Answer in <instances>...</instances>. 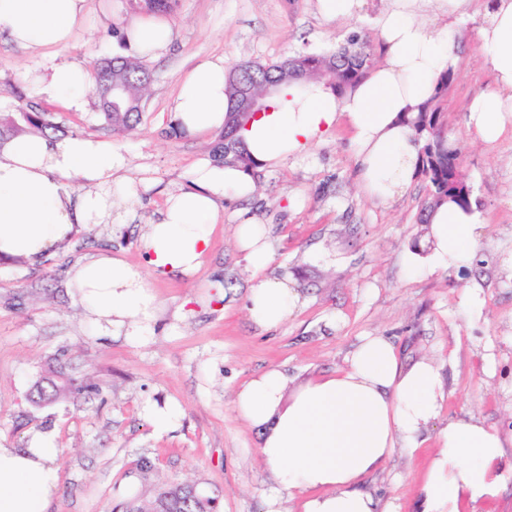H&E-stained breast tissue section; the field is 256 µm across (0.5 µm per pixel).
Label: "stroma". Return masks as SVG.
<instances>
[{
	"label": "stroma",
	"mask_w": 512,
	"mask_h": 512,
	"mask_svg": "<svg viewBox=\"0 0 512 512\" xmlns=\"http://www.w3.org/2000/svg\"><path fill=\"white\" fill-rule=\"evenodd\" d=\"M385 0H365L358 18L324 20L317 0H179L168 17L177 32L169 51L146 59L153 81L137 127L118 135L98 115L94 95L82 111L37 94L30 79L50 63L125 56L111 27L142 20L126 0H89L87 19L66 48L40 55L0 37V113H51L64 136L104 142L126 160L115 196L134 199L108 224L77 229L40 263L0 261V446L26 447L48 433L59 450L60 482L46 512H122L166 484L189 482L217 500V512H268L275 483L262 464L260 428L235 411L237 390L277 367L291 386L344 367L359 337L381 335L410 363L444 365L446 398L438 426L475 415L512 438V137L487 146L466 127V106L490 85L481 52V12L456 24L457 78L445 106L449 139L481 200L483 237L471 267L413 274L430 261L428 225L419 223L422 176L394 204L362 196L354 181L349 133L338 126L310 156L260 168L254 196L219 207L212 246L190 277L149 275L159 307L141 341L101 332L81 306L72 270L110 255L145 268L139 238L168 194L188 189L211 162L214 134H173L180 78L216 57L271 63L297 50L359 35L379 45L375 19ZM265 224L275 250L271 275L288 276L301 303L288 321L264 330L246 311L260 274L235 244L237 208ZM99 391L35 407L27 393L54 363ZM180 407L176 427L156 432L149 404ZM436 434L414 454L396 450L364 488L381 512H421V487ZM148 459L152 468L140 470Z\"/></svg>",
	"instance_id": "obj_1"
}]
</instances>
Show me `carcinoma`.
I'll return each instance as SVG.
<instances>
[{
    "mask_svg": "<svg viewBox=\"0 0 512 512\" xmlns=\"http://www.w3.org/2000/svg\"><path fill=\"white\" fill-rule=\"evenodd\" d=\"M132 9L143 13H170L176 0H129ZM376 64L374 47L358 36L350 37L341 46L321 51H295L274 63L241 61L227 73L226 94L229 109L224 115V127L211 148L213 161L257 175L262 164L244 147L242 131L251 118L239 102L234 85L247 86L255 97L265 93L272 82L283 85L294 81L295 72L307 70L306 80L325 82L333 92L344 94L353 89ZM456 78L450 68L436 78L432 95L411 111L400 115V123L408 126L422 143L418 171L428 183L419 222L428 223L429 215L443 204L453 203L469 210L479 204L470 183L460 169V153L448 138L444 102ZM121 81L127 98L134 103L129 111L114 112L104 106L103 96L108 83ZM152 80V73L141 62L130 58H102L92 71V90L98 100L104 122L117 132L133 130L142 120L141 103ZM54 135L59 126L48 112L28 111L25 120L16 115L0 117V142L26 132ZM97 387L91 383L76 384L64 377L62 369L54 368L30 389L31 402L47 405L66 399L72 394H92ZM209 496L189 483H176L159 489L144 503L129 502L125 512H203V501Z\"/></svg>",
    "mask_w": 512,
    "mask_h": 512,
    "instance_id": "1",
    "label": "carcinoma"
}]
</instances>
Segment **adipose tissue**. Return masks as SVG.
<instances>
[{
  "label": "adipose tissue",
  "instance_id": "ef3b65f1",
  "mask_svg": "<svg viewBox=\"0 0 512 512\" xmlns=\"http://www.w3.org/2000/svg\"><path fill=\"white\" fill-rule=\"evenodd\" d=\"M468 0H387L376 19L379 61L351 91L337 95L325 84L304 95L289 92L258 114L243 133L247 150L276 167L306 155L334 126L350 131L360 190L387 203L405 193L418 166L420 142L399 122L401 113L426 100L436 77L456 66L449 30L436 23L464 17ZM87 0H0V36L31 51L67 47L83 26ZM169 23L141 21L125 38L148 57L174 41ZM490 65L492 90L467 107V127L483 143L512 136V0H491L480 30ZM223 59L196 64L181 79L173 101L192 135L224 125L228 99ZM34 82L39 94L64 99L81 110L91 85L79 62L53 63ZM125 159L111 146L78 136L55 139L17 136L0 144V259L22 256L36 263L81 224H108L113 202L96 191L70 196L64 177L111 182ZM196 187L169 196L140 240L146 270L98 256L79 262L74 281L79 300L104 332L135 341L144 336L157 306L145 275L194 273L211 248L219 201L240 200L255 181L235 167H202ZM433 265L469 266L481 242L477 212L444 205L430 218ZM239 245L255 269L273 261L265 225L240 212ZM299 303L288 277H264L246 305L250 320L270 329L287 321ZM287 375L267 370L237 390L234 405L250 424L262 427L260 456L276 483L303 493L302 512H376L361 488L396 449L421 448L445 397L442 367L423 358L404 363L385 336L360 337L345 365L311 379L286 395ZM439 441L422 483V512H459L461 501L495 498L504 478L501 435L479 418H461L439 428ZM59 450L50 436L35 434L28 447H0V512H45L59 484Z\"/></svg>",
  "mask_w": 512,
  "mask_h": 512
}]
</instances>
